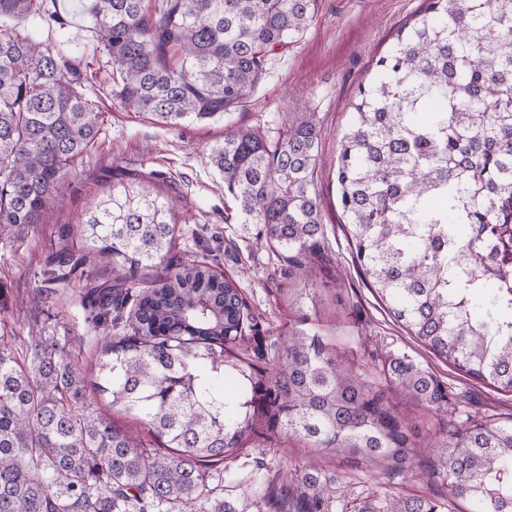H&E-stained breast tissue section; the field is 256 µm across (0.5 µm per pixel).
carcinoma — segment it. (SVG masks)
<instances>
[{"label": "carcinoma", "instance_id": "1", "mask_svg": "<svg viewBox=\"0 0 512 512\" xmlns=\"http://www.w3.org/2000/svg\"><path fill=\"white\" fill-rule=\"evenodd\" d=\"M318 0H90L112 60V96L159 125L230 118L307 29ZM51 21L42 0H0V19ZM336 183L355 263L390 316L436 357L512 392V0H428L348 103ZM99 132L71 67L29 30L0 28V239L42 214ZM320 129L297 118L270 140L235 128L206 156L259 241L305 279L321 253L311 191ZM169 200L141 181L112 187L55 256L106 267L116 283L84 294L91 329L110 337L91 380L73 345L33 329L19 354L0 336V512H237L224 459L281 439L353 467L418 468L474 512H512V419L450 424L417 442L388 398L429 411L448 387L408 354L357 371L323 337L291 325L272 355L249 354L253 318L237 285L171 255ZM167 276L144 289L138 273ZM123 324L122 336L111 335ZM122 412L151 440L94 408ZM287 505L255 512H348L316 460L296 470ZM429 498L384 496L379 512H440Z\"/></svg>", "mask_w": 512, "mask_h": 512}]
</instances>
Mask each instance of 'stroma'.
I'll return each mask as SVG.
<instances>
[{
    "label": "stroma",
    "instance_id": "35a3bbf8",
    "mask_svg": "<svg viewBox=\"0 0 512 512\" xmlns=\"http://www.w3.org/2000/svg\"><path fill=\"white\" fill-rule=\"evenodd\" d=\"M87 2L43 0L45 13L56 18L54 24L28 17L13 22L14 27L34 30L63 60L79 64L86 75L82 90L100 108V130L61 183L57 201L46 207L40 227L21 240L0 241V284L8 289L0 336L23 338L29 328L42 327L62 341L80 339L79 367L90 374L103 340L88 329L90 309L82 299L83 288L74 279L45 288L43 273L61 243H68L75 255L84 254L78 239L62 240L67 226L105 197L113 184L144 177L154 192L175 206L176 257L205 263L238 285L257 323L250 345L258 352L269 350L278 333L302 311L310 316L309 328L327 336L333 346L353 349L357 366L406 352L431 367L448 386L447 412L433 414L409 397H395L399 412L421 433H434L439 423L455 420L461 410L491 421L512 416V393L467 378L394 322L363 284L341 225L334 165L349 122L345 105L424 0H319L308 28L287 53L271 60L265 77L230 120L216 117L164 127L113 100L112 67L96 37ZM277 114L289 120L310 116L322 129L315 190L327 243L324 259L312 265L306 294L294 290L277 255L260 247L257 225L243 223L233 198L224 191L223 179L203 160L232 126L278 138V130L270 125ZM38 292L44 301L36 306L31 298ZM309 456V449L294 441L243 449L225 462L239 473L241 482L225 489L224 495L239 512H253L263 480L294 472ZM320 464L335 474L338 495L349 496L357 507L377 508L384 495L400 493L440 501L442 512H471L467 501L448 499L436 481L427 483L408 473L391 480L378 471L329 458Z\"/></svg>",
    "mask_w": 512,
    "mask_h": 512
}]
</instances>
